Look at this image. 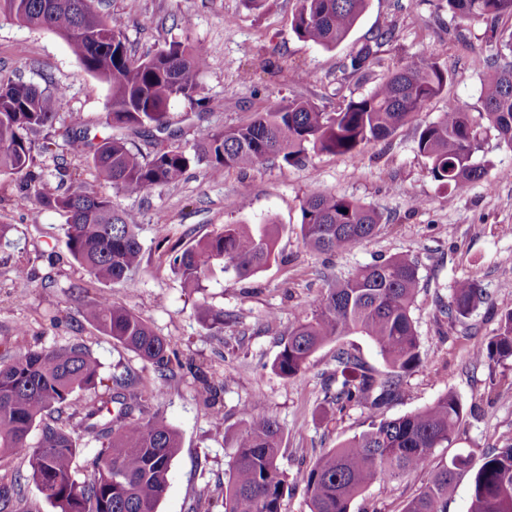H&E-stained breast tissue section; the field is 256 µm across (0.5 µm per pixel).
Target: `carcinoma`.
I'll list each match as a JSON object with an SVG mask.
<instances>
[{
  "label": "carcinoma",
  "instance_id": "carcinoma-1",
  "mask_svg": "<svg viewBox=\"0 0 512 512\" xmlns=\"http://www.w3.org/2000/svg\"><path fill=\"white\" fill-rule=\"evenodd\" d=\"M448 13L463 23L494 24L512 18V0H445ZM102 0H0V16L18 24L50 30L66 41L84 70L105 82L109 96L104 127L134 133L168 130V106L182 98L200 105L199 76L207 64L197 44L171 42L143 59L131 57L125 20L101 11ZM367 0H297L291 27L297 38L334 49L353 31ZM395 38L392 29L371 32L353 47L348 67L367 73L380 48ZM483 73L484 116L489 128L512 148V64L497 55L476 58ZM450 74L437 63L411 61L380 81L367 95L350 100L339 112H324L308 100L291 99L236 127L199 128L194 155L178 149L145 153L110 133L90 135L79 117L67 130L72 161L62 158L42 167L37 156L51 152L50 130L65 97L61 86L38 89L24 82H0V178L19 180L25 197L60 212L70 255L97 282L110 286L133 280L144 246L141 225L112 206V199L84 177L89 171L128 195L178 183L193 162L218 169L251 170L274 160L296 164L310 149L356 155L389 137L400 125L443 93ZM482 130L463 105L448 101V111L422 126L417 148L428 160L432 178L457 191L486 178L476 159ZM55 181L54 190L47 189ZM380 227L377 211L336 194L312 192L301 203L304 245L323 254L343 252L372 238ZM276 224H224L178 250L163 248L184 287L196 293L214 268L248 278L277 261ZM420 285L417 266L396 256L364 266L344 280H331L308 304L310 315L279 340L272 370L284 379L301 377L310 357L344 336L360 334L377 347L388 366L376 379L347 351L336 356L324 401L342 412L352 406L370 413L368 430L324 454L301 481L309 512H351V504L374 483L428 470V478L403 512H448L457 476L470 458L456 455L431 469L434 449L457 440L465 410L448 392L430 406L389 418L385 407L399 396L406 377L422 364L412 307ZM485 293L473 280L458 282L443 313L465 318ZM198 312L208 329L219 333L233 322L206 302ZM83 317L100 333L150 362L159 379L174 374L169 342L130 308L101 293L85 303ZM477 360L512 359V307L504 308L494 336L477 342ZM101 382L99 364L81 342L32 350L0 360V456L27 458L29 479L48 486L45 500L56 512H158L171 464L180 448L178 432L162 416L147 414L137 379L125 370L112 374L104 393L84 408V434L101 442L87 478L74 476L78 438L44 422L46 412L67 403L74 393ZM40 428L31 441L34 428ZM283 430L271 416H252L232 438V476L224 512H284L290 487L279 457ZM469 512H512V446L489 453L472 476Z\"/></svg>",
  "mask_w": 512,
  "mask_h": 512
}]
</instances>
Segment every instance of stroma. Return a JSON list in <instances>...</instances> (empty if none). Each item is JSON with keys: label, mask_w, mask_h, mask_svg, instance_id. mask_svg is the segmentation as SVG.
<instances>
[{"label": "stroma", "mask_w": 512, "mask_h": 512, "mask_svg": "<svg viewBox=\"0 0 512 512\" xmlns=\"http://www.w3.org/2000/svg\"><path fill=\"white\" fill-rule=\"evenodd\" d=\"M108 5L124 14L134 56L171 41L198 43L207 51L200 75L201 108L171 101V135L135 138L145 152L158 143L192 151L198 126L241 125L292 98L311 100L326 112L340 111L412 59L445 65L452 76L443 94L422 112L355 157L311 150L299 164L275 161L248 173L194 164L178 183L144 197L96 182L100 193L142 226L141 269L133 282L111 286L109 292L113 302L129 307L164 336L181 361L159 397L154 394L160 383L153 365L113 344L83 319L82 306L101 285L69 254L64 217L36 208L17 184H8L0 202V224L12 227L9 244L0 245V358L78 339L97 359L101 378L132 369L151 412L163 416L181 436L158 512H224L233 434L249 417L275 416L283 427L281 467L291 488L284 510L309 512L303 473L370 423L362 407L338 413L323 401L337 352L354 354L378 376L385 375L387 366L367 337L353 334L316 351L306 374L287 380L272 369L278 339L305 318L308 302L326 288L328 278L344 279L362 266L404 255L418 266L420 291L412 313L424 367L406 377L400 398L386 414L417 411L449 391L458 396L466 412L464 432L453 444L435 449L431 463L436 466L455 455L470 457L472 469L459 476L457 494L448 503V512H468L472 470L480 467L486 452L512 446V360H471L473 342L496 334L502 306L512 300V149L494 131H485L477 158L488 166L487 181L451 193L429 174L417 149V131L436 121L452 99L472 115L483 113V75L474 59L502 51V36L512 31V18L493 26L460 25L442 0H368L348 39L327 50L292 33L296 0H268L260 10L248 0H108ZM388 28L395 30V39L381 48L371 79L358 80L346 67L349 53L368 32ZM300 70L307 72V79L294 81V72ZM18 78L66 90L52 130L55 145L51 154L42 156L44 165L68 157L65 130L72 116L94 127L105 116L107 85L84 70L65 40L0 18V80ZM244 191L250 205L243 210L239 200ZM314 191L375 208L382 219L377 234L341 253L308 251L300 233V207ZM160 214L167 219L163 227L170 244L180 247L225 224H278L279 259L245 279L215 272L203 293H193L154 249L162 228L155 222ZM19 261L28 264L34 277L24 290L13 280L12 269ZM464 279L478 282L487 298L466 318L448 319L440 306ZM201 299L236 315V324L225 327L223 335H212L198 313ZM206 383L217 389L212 408L200 396ZM28 473L24 457H0V482H20L28 512H55ZM426 478V473L416 472L372 484L354 500L351 512H403Z\"/></svg>", "instance_id": "stroma-1"}]
</instances>
